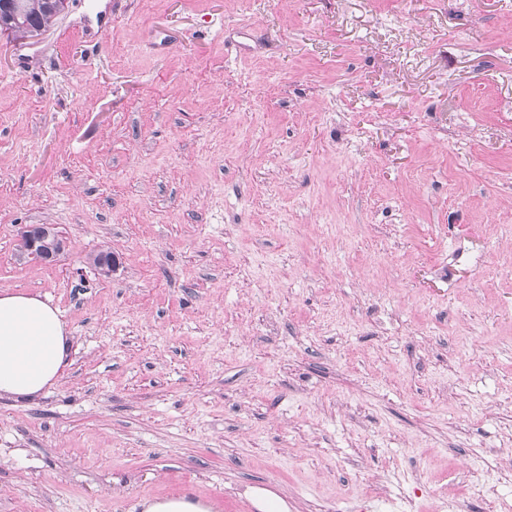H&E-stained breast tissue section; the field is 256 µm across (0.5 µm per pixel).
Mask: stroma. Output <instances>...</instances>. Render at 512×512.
Masks as SVG:
<instances>
[{
    "mask_svg": "<svg viewBox=\"0 0 512 512\" xmlns=\"http://www.w3.org/2000/svg\"><path fill=\"white\" fill-rule=\"evenodd\" d=\"M27 224L68 249L19 258ZM1 288L73 345L0 397V512H505L512 0H70L0 35ZM252 496L254 506L261 512H288V504L273 492L256 489ZM144 512H212L214 506L202 503L185 495L154 502H144Z\"/></svg>",
    "mask_w": 512,
    "mask_h": 512,
    "instance_id": "35a3bbf8",
    "label": "stroma"
}]
</instances>
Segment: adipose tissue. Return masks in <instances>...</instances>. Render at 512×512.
I'll list each match as a JSON object with an SVG mask.
<instances>
[{
	"label": "adipose tissue",
	"mask_w": 512,
	"mask_h": 512,
	"mask_svg": "<svg viewBox=\"0 0 512 512\" xmlns=\"http://www.w3.org/2000/svg\"><path fill=\"white\" fill-rule=\"evenodd\" d=\"M72 338L39 296L0 290V397L34 399L57 383Z\"/></svg>",
	"instance_id": "adipose-tissue-1"
}]
</instances>
